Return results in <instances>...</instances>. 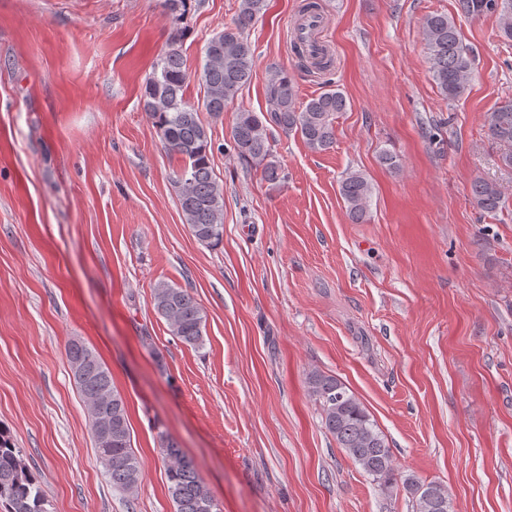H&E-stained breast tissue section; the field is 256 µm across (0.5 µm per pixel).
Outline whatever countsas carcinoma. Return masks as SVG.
<instances>
[{
  "label": "carcinoma",
  "instance_id": "obj_1",
  "mask_svg": "<svg viewBox=\"0 0 512 512\" xmlns=\"http://www.w3.org/2000/svg\"><path fill=\"white\" fill-rule=\"evenodd\" d=\"M266 7L267 0H238L232 24L214 33L206 43L200 72L189 73L180 51L172 46L159 58L146 80L144 111L154 120L165 147L182 161L175 179L182 215L192 235L207 247L217 245L223 238L224 190L213 174L207 127L200 121L198 109L187 100L186 89L190 78L197 77L204 89L205 110L217 116L224 112L226 105L252 79L254 51L245 33ZM465 8L470 12L500 10V32L512 40L509 0L502 4L498 0H465ZM422 40L432 79L441 94L452 101L461 98L468 87L472 60L453 19L445 13L426 16ZM265 94L266 111L237 112L232 139L241 160L261 168L268 183L279 185L288 175L274 160L268 126L300 135L312 152L327 151L336 141V114L346 110L347 98L338 89H326L299 103L292 79L275 67L268 69ZM485 124L490 137L507 147L500 155L501 165L512 169V99L487 113ZM373 190L371 181L359 171H350L341 180L340 195L353 222L366 221ZM471 196L481 211L496 213L502 205L503 190L496 182L478 178L471 184ZM153 307L167 322L171 335L186 345L202 347L205 317L190 291L158 282L153 287ZM67 358L86 404L101 405L112 416V435L105 437L92 430L106 476L115 490H131L139 483L142 468L132 449L125 400L94 349L72 341L67 347ZM308 385L311 396L320 404L322 424L338 447L365 474L383 481L386 487L393 486L394 466L385 437L362 402L333 375L313 372ZM159 440L176 512H213V499L194 462L168 435L160 434ZM405 485L412 495L413 512H453L443 486L422 484L412 478L406 479ZM0 505L6 512H48L38 477L27 468L21 451L1 428Z\"/></svg>",
  "mask_w": 512,
  "mask_h": 512
}]
</instances>
